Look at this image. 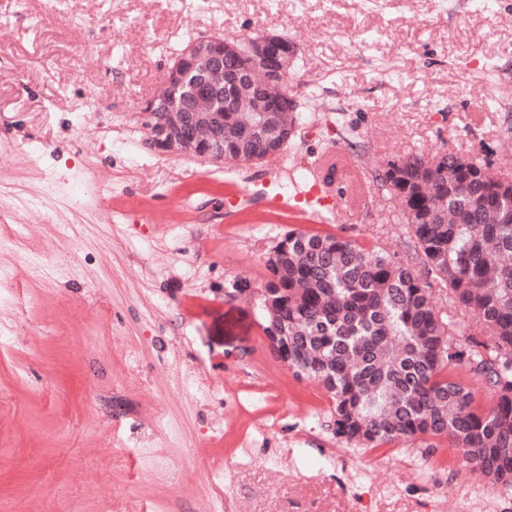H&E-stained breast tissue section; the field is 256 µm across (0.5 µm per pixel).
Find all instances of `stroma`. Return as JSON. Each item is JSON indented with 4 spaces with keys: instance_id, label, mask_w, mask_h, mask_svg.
Instances as JSON below:
<instances>
[{
    "instance_id": "1",
    "label": "stroma",
    "mask_w": 512,
    "mask_h": 512,
    "mask_svg": "<svg viewBox=\"0 0 512 512\" xmlns=\"http://www.w3.org/2000/svg\"><path fill=\"white\" fill-rule=\"evenodd\" d=\"M263 34L298 47L291 146L151 149L184 45ZM328 152L342 209L275 208ZM438 152L512 175V0H0V512H512L448 439L351 447L264 333L288 231L422 271L380 176Z\"/></svg>"
}]
</instances>
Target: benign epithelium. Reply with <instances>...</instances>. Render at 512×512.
Here are the masks:
<instances>
[{
	"label": "benign epithelium",
	"mask_w": 512,
	"mask_h": 512,
	"mask_svg": "<svg viewBox=\"0 0 512 512\" xmlns=\"http://www.w3.org/2000/svg\"><path fill=\"white\" fill-rule=\"evenodd\" d=\"M298 54L297 46L280 35L266 34L248 40V52L220 36L192 40L167 70L162 89L145 105L142 116L151 132V146L164 153L190 152L212 161L224 160V102L236 111L252 112L238 159L254 165L263 158L247 150V141L266 146V156L282 152L293 132L296 101L283 82V73ZM239 62L224 66V60ZM263 74L264 94L244 106V91Z\"/></svg>",
	"instance_id": "obj_1"
}]
</instances>
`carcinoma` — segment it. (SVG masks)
I'll return each mask as SVG.
<instances>
[{"label":"carcinoma","instance_id":"carcinoma-1","mask_svg":"<svg viewBox=\"0 0 512 512\" xmlns=\"http://www.w3.org/2000/svg\"><path fill=\"white\" fill-rule=\"evenodd\" d=\"M249 116L224 113V159L237 160ZM399 163L382 182L427 275L343 237L291 230L268 260L265 331L288 330V368L321 380L347 443L447 438L481 476L512 486V187L464 155L445 154L443 170L418 154ZM436 286L492 336L459 342L431 301Z\"/></svg>","mask_w":512,"mask_h":512}]
</instances>
